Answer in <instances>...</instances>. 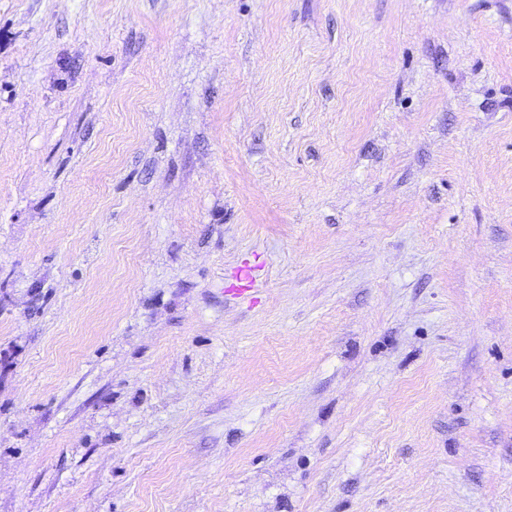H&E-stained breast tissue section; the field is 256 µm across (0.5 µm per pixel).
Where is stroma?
Instances as JSON below:
<instances>
[{
  "instance_id": "35a3bbf8",
  "label": "stroma",
  "mask_w": 512,
  "mask_h": 512,
  "mask_svg": "<svg viewBox=\"0 0 512 512\" xmlns=\"http://www.w3.org/2000/svg\"><path fill=\"white\" fill-rule=\"evenodd\" d=\"M0 512H512V0H0Z\"/></svg>"
}]
</instances>
